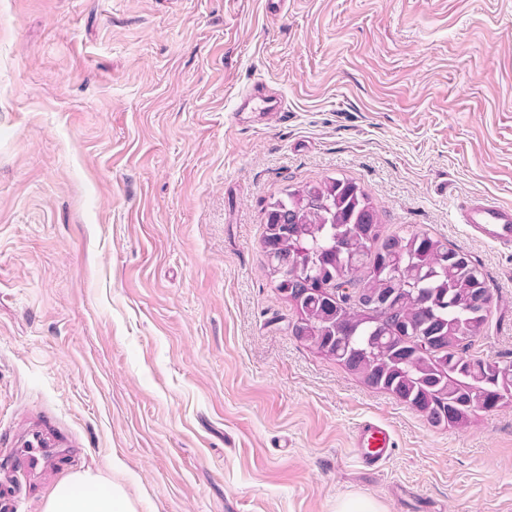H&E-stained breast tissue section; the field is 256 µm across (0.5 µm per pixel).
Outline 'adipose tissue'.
Returning a JSON list of instances; mask_svg holds the SVG:
<instances>
[{
    "label": "adipose tissue",
    "instance_id": "ef3b65f1",
    "mask_svg": "<svg viewBox=\"0 0 512 512\" xmlns=\"http://www.w3.org/2000/svg\"><path fill=\"white\" fill-rule=\"evenodd\" d=\"M43 512H137L122 486L106 483L89 473H76L61 481Z\"/></svg>",
    "mask_w": 512,
    "mask_h": 512
}]
</instances>
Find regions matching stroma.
<instances>
[{"label":"stroma","instance_id":"obj_1","mask_svg":"<svg viewBox=\"0 0 512 512\" xmlns=\"http://www.w3.org/2000/svg\"><path fill=\"white\" fill-rule=\"evenodd\" d=\"M330 176L471 258L512 361V250L455 211L512 207V0H0V465L52 450L10 512L83 471L137 512H512V400L435 427L292 335L264 210ZM354 441L361 462L369 468L380 467L389 457L394 445L391 431L371 421L357 427Z\"/></svg>","mask_w":512,"mask_h":512}]
</instances>
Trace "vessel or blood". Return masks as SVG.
<instances>
[{"label": "vessel or blood", "mask_w": 512, "mask_h": 512, "mask_svg": "<svg viewBox=\"0 0 512 512\" xmlns=\"http://www.w3.org/2000/svg\"><path fill=\"white\" fill-rule=\"evenodd\" d=\"M457 212L471 237L512 249V208L477 198L459 204ZM354 445L361 462L366 467L377 468L390 455L393 435L387 427L367 421L357 427Z\"/></svg>", "instance_id": "vessel-or-blood-1"}]
</instances>
